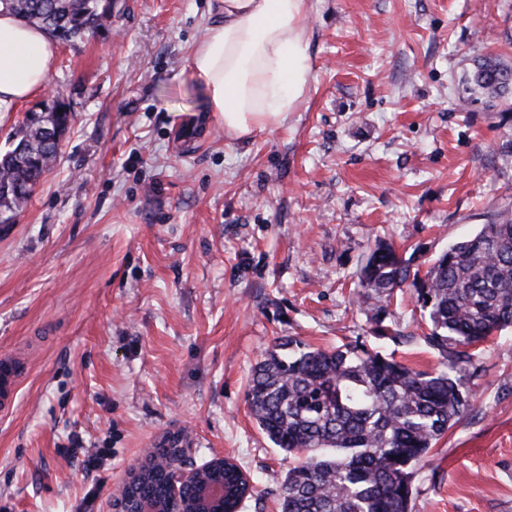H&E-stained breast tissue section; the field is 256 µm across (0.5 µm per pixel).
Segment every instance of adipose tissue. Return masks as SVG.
I'll list each match as a JSON object with an SVG mask.
<instances>
[{"instance_id":"adipose-tissue-1","label":"adipose tissue","mask_w":512,"mask_h":512,"mask_svg":"<svg viewBox=\"0 0 512 512\" xmlns=\"http://www.w3.org/2000/svg\"><path fill=\"white\" fill-rule=\"evenodd\" d=\"M308 0H214L189 68L205 112L244 137L296 111L313 80L303 20ZM59 47L42 27L0 14V112L41 94Z\"/></svg>"}]
</instances>
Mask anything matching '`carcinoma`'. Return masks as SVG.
Returning a JSON list of instances; mask_svg holds the SVG:
<instances>
[{
  "label": "carcinoma",
  "instance_id": "1",
  "mask_svg": "<svg viewBox=\"0 0 512 512\" xmlns=\"http://www.w3.org/2000/svg\"><path fill=\"white\" fill-rule=\"evenodd\" d=\"M0 8L42 26L64 43L106 27L111 0H0ZM473 88L493 98L512 89V68L485 57ZM71 122L60 93L26 117L12 148L0 153V224H11L60 154L57 131ZM357 308L379 338L397 290L408 289L440 356L437 373L415 371L354 341L335 348L286 340L257 361L249 385L252 416L275 447L303 454L281 483L280 512H410L415 466L474 402L460 374L475 365L473 349L512 327V213L441 252L422 272L395 248L378 242L359 274ZM181 436L170 434L136 468L131 495L164 506L169 495L162 461ZM203 479L224 486L220 512H241L252 486L237 463H217Z\"/></svg>",
  "mask_w": 512,
  "mask_h": 512
}]
</instances>
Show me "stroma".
I'll list each match as a JSON object with an SVG mask.
<instances>
[{
  "label": "stroma",
  "mask_w": 512,
  "mask_h": 512,
  "mask_svg": "<svg viewBox=\"0 0 512 512\" xmlns=\"http://www.w3.org/2000/svg\"><path fill=\"white\" fill-rule=\"evenodd\" d=\"M209 4L117 0L109 31L60 46L62 156L0 229V356L26 364L0 414V512H109L178 431L196 463L250 475L242 512H278L297 460L251 415L257 358L359 339L433 370L413 299L389 306L398 340L377 339L357 272L378 241L423 268L512 211V93L466 84L480 57L512 67V0H309V91L243 139L190 77ZM477 366L411 512H512V329Z\"/></svg>",
  "instance_id": "stroma-1"
}]
</instances>
